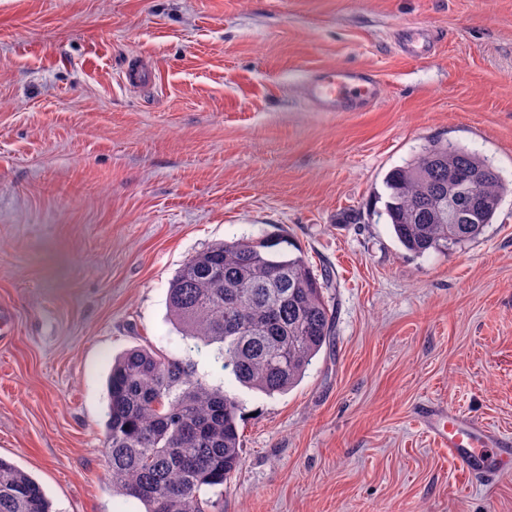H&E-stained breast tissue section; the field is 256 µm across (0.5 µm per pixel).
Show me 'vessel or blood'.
<instances>
[{
	"instance_id": "vessel-or-blood-1",
	"label": "vessel or blood",
	"mask_w": 512,
	"mask_h": 512,
	"mask_svg": "<svg viewBox=\"0 0 512 512\" xmlns=\"http://www.w3.org/2000/svg\"><path fill=\"white\" fill-rule=\"evenodd\" d=\"M402 51L411 57L430 53L429 34L409 29L400 37ZM305 95L320 112H363L383 94L372 71L360 67H339L306 73ZM422 422L434 439L447 447L469 476L494 475L512 469V441L502 438L486 425L453 411L425 408Z\"/></svg>"
}]
</instances>
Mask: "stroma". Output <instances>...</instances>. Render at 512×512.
I'll list each match as a JSON object with an SVG mask.
<instances>
[{
	"mask_svg": "<svg viewBox=\"0 0 512 512\" xmlns=\"http://www.w3.org/2000/svg\"><path fill=\"white\" fill-rule=\"evenodd\" d=\"M410 28L430 57L400 54ZM338 66L381 100L315 111L303 76ZM434 138L512 182V0H0V457L52 512H143L103 462L105 379L140 346L238 401L224 512H512V473L473 480L418 421L438 404L512 438V194L449 256L407 253L384 212ZM271 237L330 270L336 326L273 397L167 310L192 256Z\"/></svg>",
	"mask_w": 512,
	"mask_h": 512,
	"instance_id": "35a3bbf8",
	"label": "stroma"
}]
</instances>
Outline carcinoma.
Here are the masks:
<instances>
[{
    "instance_id": "carcinoma-1",
    "label": "carcinoma",
    "mask_w": 512,
    "mask_h": 512,
    "mask_svg": "<svg viewBox=\"0 0 512 512\" xmlns=\"http://www.w3.org/2000/svg\"><path fill=\"white\" fill-rule=\"evenodd\" d=\"M385 214L409 253L450 255L495 223L512 193L478 153L443 140L425 145L384 178ZM475 222L453 217L470 195ZM277 243L218 242L191 257L171 281L167 308L194 347L219 345L224 367L265 395L297 385L333 335L324 296L329 270ZM104 467L112 489L144 512H224V484L242 466L239 405L199 377L195 364L132 348L116 357L106 382ZM0 512H52L41 484L0 457Z\"/></svg>"
}]
</instances>
